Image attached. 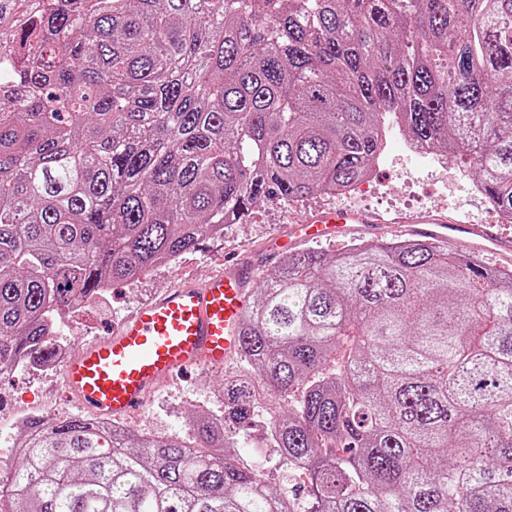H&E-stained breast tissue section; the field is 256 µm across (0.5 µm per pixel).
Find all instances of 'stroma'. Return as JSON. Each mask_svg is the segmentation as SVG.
I'll return each instance as SVG.
<instances>
[{
  "mask_svg": "<svg viewBox=\"0 0 512 512\" xmlns=\"http://www.w3.org/2000/svg\"><path fill=\"white\" fill-rule=\"evenodd\" d=\"M405 138V132L397 126L389 127L385 148L362 197L353 200L329 194L289 202L258 201L245 218L225 225L222 235L201 240L195 249L181 255L175 266L158 267L136 281L113 285L110 294L86 306L75 319L62 321L59 341L74 347L106 335L114 323L132 314L138 306L184 279L199 278L223 268L225 257L257 247L315 208L354 206L375 212L386 220L403 213L440 208L456 220L494 224L502 233L512 235V223H503L498 211L482 198L472 196L475 175L461 158L447 157L442 169H434L429 162L404 150ZM223 377L220 371H195L162 383L148 408L130 419V426L150 434H186L192 411L219 409L216 396ZM41 409L55 420L81 412L75 401L66 398L62 374L56 367L40 373L20 368L0 381V434L5 439L13 437L7 428L9 421ZM260 437L257 430L246 437L242 464L264 472L277 488L286 490L297 500H305L306 478L288 472L272 449L261 447Z\"/></svg>",
  "mask_w": 512,
  "mask_h": 512,
  "instance_id": "35a3bbf8",
  "label": "stroma"
}]
</instances>
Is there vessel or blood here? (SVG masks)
Instances as JSON below:
<instances>
[{
  "mask_svg": "<svg viewBox=\"0 0 512 512\" xmlns=\"http://www.w3.org/2000/svg\"><path fill=\"white\" fill-rule=\"evenodd\" d=\"M412 236L452 246L464 260L512 254V237L492 224H458L439 211L404 217ZM359 233L385 237L367 210H315L261 244L141 305L109 335L76 347L64 366L66 392L87 412L121 420L142 410L161 381L192 369L222 370L240 348L246 293L261 267L301 243Z\"/></svg>",
  "mask_w": 512,
  "mask_h": 512,
  "instance_id": "vessel-or-blood-1",
  "label": "vessel or blood"
}]
</instances>
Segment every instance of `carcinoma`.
Instances as JSON below:
<instances>
[{
  "instance_id": "obj_1",
  "label": "carcinoma",
  "mask_w": 512,
  "mask_h": 512,
  "mask_svg": "<svg viewBox=\"0 0 512 512\" xmlns=\"http://www.w3.org/2000/svg\"><path fill=\"white\" fill-rule=\"evenodd\" d=\"M393 112L512 219V0H0V376L258 200L360 182ZM251 295L222 410L30 419L4 512H297L239 463L258 422L302 512H512L511 270L361 240Z\"/></svg>"
}]
</instances>
